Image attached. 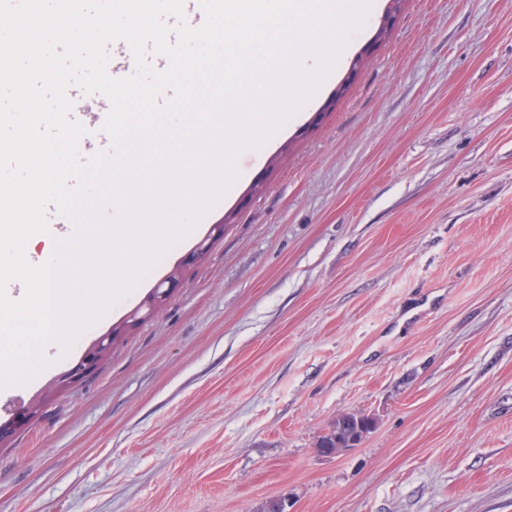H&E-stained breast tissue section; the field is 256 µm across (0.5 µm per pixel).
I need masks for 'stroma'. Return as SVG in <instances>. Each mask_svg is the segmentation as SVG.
I'll use <instances>...</instances> for the list:
<instances>
[{"instance_id": "stroma-1", "label": "stroma", "mask_w": 512, "mask_h": 512, "mask_svg": "<svg viewBox=\"0 0 512 512\" xmlns=\"http://www.w3.org/2000/svg\"><path fill=\"white\" fill-rule=\"evenodd\" d=\"M375 0L192 234L27 383L0 512H512V0ZM211 247L190 267L187 254ZM375 427L318 452L337 414ZM97 369V361L87 349L78 364L59 377V389L64 391Z\"/></svg>"}]
</instances>
